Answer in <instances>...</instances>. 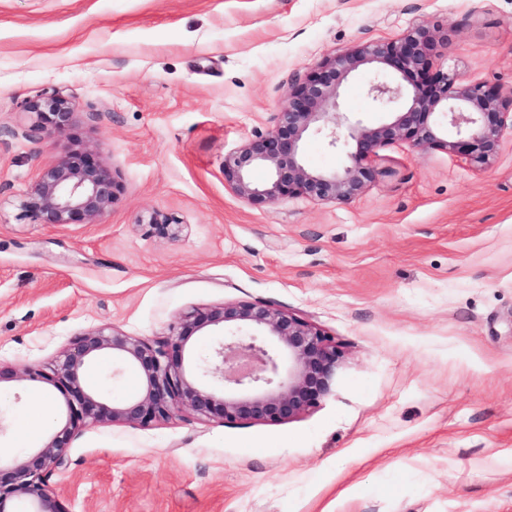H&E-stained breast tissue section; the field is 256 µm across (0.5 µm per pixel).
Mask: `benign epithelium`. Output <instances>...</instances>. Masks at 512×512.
Segmentation results:
<instances>
[{
    "label": "benign epithelium",
    "instance_id": "benign-epithelium-1",
    "mask_svg": "<svg viewBox=\"0 0 512 512\" xmlns=\"http://www.w3.org/2000/svg\"><path fill=\"white\" fill-rule=\"evenodd\" d=\"M434 32L418 25L401 37L356 45L325 57L306 81L289 91L275 127L224 155V182L256 208L289 196L345 203L375 178L377 150L397 142L467 156L477 166L496 158L512 131V89L468 83L432 71ZM372 73L366 87L383 117L365 124L338 112L349 80ZM35 116L32 131L63 135L74 121L70 99L56 86L23 103ZM318 136L333 148L350 145L339 170L306 166L303 147ZM268 177L257 181L253 173ZM121 185L107 167L88 156L65 157L43 167L24 207L40 224H93L110 209ZM148 224L176 239L180 225L153 213ZM209 336L205 354L189 345ZM112 352L118 370L135 368L140 392L116 402L84 379L86 364ZM343 352L312 323L261 301L225 302L192 309L176 318L164 340L130 336L105 326L77 335L48 374L30 365L0 364V387L19 381L44 383L64 397L60 421L21 457L0 461V512L17 503L26 512H62L46 477L65 462L76 431L97 422L148 424L187 408L225 424H280L317 407L336 387Z\"/></svg>",
    "mask_w": 512,
    "mask_h": 512
}]
</instances>
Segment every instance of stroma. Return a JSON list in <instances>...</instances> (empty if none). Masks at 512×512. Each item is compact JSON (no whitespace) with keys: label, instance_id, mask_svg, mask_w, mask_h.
<instances>
[{"label":"stroma","instance_id":"obj_1","mask_svg":"<svg viewBox=\"0 0 512 512\" xmlns=\"http://www.w3.org/2000/svg\"><path fill=\"white\" fill-rule=\"evenodd\" d=\"M434 29L435 68L512 86V0H0V362L53 367L113 326L160 340L183 312L260 300L344 351L335 393L282 424L80 427L47 485L66 512H512V137L485 168L406 142L347 203L256 208L224 156L267 133L324 57ZM75 121L32 136L24 100ZM87 154L121 191L93 224H39V170ZM181 226L153 233L152 212ZM86 381L121 398L111 357ZM63 398L0 390L23 454ZM23 109L35 116L31 130L34 133L63 135L75 116L70 99L56 86L45 88L36 99L26 100Z\"/></svg>","mask_w":512,"mask_h":512}]
</instances>
